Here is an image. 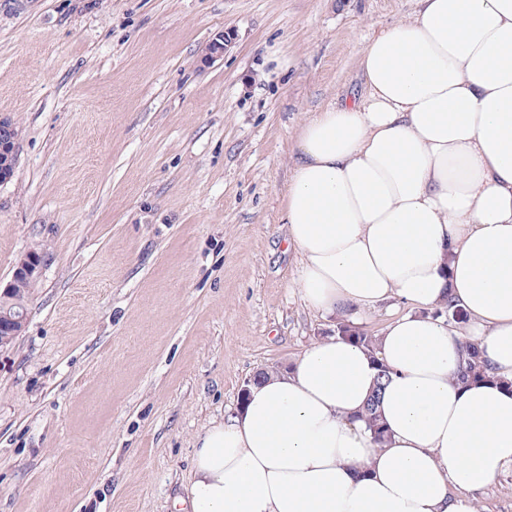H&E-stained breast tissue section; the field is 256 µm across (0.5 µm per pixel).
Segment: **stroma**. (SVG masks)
Masks as SVG:
<instances>
[{
    "label": "stroma",
    "mask_w": 512,
    "mask_h": 512,
    "mask_svg": "<svg viewBox=\"0 0 512 512\" xmlns=\"http://www.w3.org/2000/svg\"><path fill=\"white\" fill-rule=\"evenodd\" d=\"M416 0H0V282L46 250L0 352V512H186L199 435L337 323L296 286L283 197L306 117L365 92ZM234 41L206 64L204 45ZM19 129L8 116H0V183L8 182L14 175L18 154Z\"/></svg>",
    "instance_id": "35a3bbf8"
}]
</instances>
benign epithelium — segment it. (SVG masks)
I'll use <instances>...</instances> for the list:
<instances>
[{"instance_id": "benign-epithelium-1", "label": "benign epithelium", "mask_w": 512, "mask_h": 512, "mask_svg": "<svg viewBox=\"0 0 512 512\" xmlns=\"http://www.w3.org/2000/svg\"><path fill=\"white\" fill-rule=\"evenodd\" d=\"M233 44L231 35H220L209 42L202 60L211 63L224 55ZM19 129L8 116H0V183L9 181L16 168ZM44 265V252L34 247L24 253L16 262L12 277L0 285V351L10 348L26 324L28 301L15 294L24 284L34 285Z\"/></svg>"}]
</instances>
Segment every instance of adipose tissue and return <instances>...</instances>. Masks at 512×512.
I'll use <instances>...</instances> for the list:
<instances>
[{"label":"adipose tissue","mask_w":512,"mask_h":512,"mask_svg":"<svg viewBox=\"0 0 512 512\" xmlns=\"http://www.w3.org/2000/svg\"><path fill=\"white\" fill-rule=\"evenodd\" d=\"M366 92L303 125L284 197L304 302L411 306L376 350L333 336L201 434L190 512H474L512 466V0H416L360 56ZM453 299L489 380L461 384ZM385 364L374 442L359 419Z\"/></svg>","instance_id":"obj_1"}]
</instances>
